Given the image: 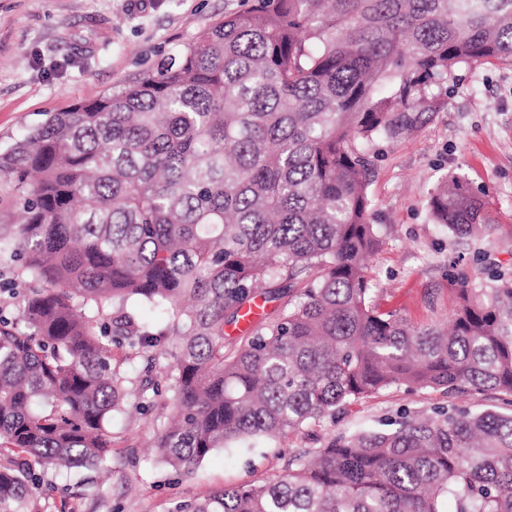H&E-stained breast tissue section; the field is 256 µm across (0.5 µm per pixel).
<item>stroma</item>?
<instances>
[{
    "label": "stroma",
    "instance_id": "1",
    "mask_svg": "<svg viewBox=\"0 0 512 512\" xmlns=\"http://www.w3.org/2000/svg\"><path fill=\"white\" fill-rule=\"evenodd\" d=\"M244 0H0V152L44 119L138 80ZM367 192L381 244L367 274L373 299L414 325L443 324L461 279L480 281L491 266L512 273V66L459 67L437 105L414 130L370 147ZM462 176L487 204L490 230L459 238L433 223L431 192ZM490 394L448 397L433 389L390 387L360 400L335 421L280 444L249 441L215 449L194 471L176 474L150 442L160 411L113 424L108 479L72 469L45 474L43 512H175L227 486L281 473L292 450L318 448L332 434L378 429L404 409L418 414L451 404L481 411Z\"/></svg>",
    "mask_w": 512,
    "mask_h": 512
}]
</instances>
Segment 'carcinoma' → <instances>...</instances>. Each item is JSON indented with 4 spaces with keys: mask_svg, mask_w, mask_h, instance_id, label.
Wrapping results in <instances>:
<instances>
[{
    "mask_svg": "<svg viewBox=\"0 0 512 512\" xmlns=\"http://www.w3.org/2000/svg\"><path fill=\"white\" fill-rule=\"evenodd\" d=\"M485 63L512 65V0H252L0 154L19 209L0 234V512H41L38 469H103L119 415L172 400L155 448L189 475L392 386L509 408L341 433L176 512H512V275L462 281L430 328L381 309L366 277L369 144ZM428 208L458 237L489 227L457 176Z\"/></svg>",
    "mask_w": 512,
    "mask_h": 512,
    "instance_id": "1",
    "label": "carcinoma"
}]
</instances>
